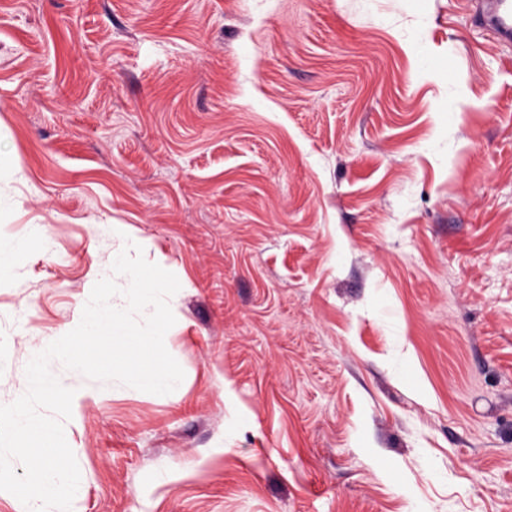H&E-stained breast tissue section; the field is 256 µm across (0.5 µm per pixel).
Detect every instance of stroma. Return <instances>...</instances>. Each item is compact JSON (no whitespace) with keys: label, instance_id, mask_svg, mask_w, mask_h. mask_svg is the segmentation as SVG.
Instances as JSON below:
<instances>
[{"label":"stroma","instance_id":"stroma-1","mask_svg":"<svg viewBox=\"0 0 512 512\" xmlns=\"http://www.w3.org/2000/svg\"><path fill=\"white\" fill-rule=\"evenodd\" d=\"M376 5L390 27L339 0H0L9 356L79 323L90 225L180 283L176 390L73 398L84 512H512V44L473 0ZM404 42L411 48L412 63L417 68L431 70L436 66V60L433 56L423 54L419 49L423 35L419 30H410L403 36ZM448 110L442 111L438 116L437 132L425 142L426 150L431 156L443 167L447 166L448 159L453 158L457 151V143L448 130L452 128L460 120V112L455 109V93L454 90L448 89ZM371 309L374 313L384 316L389 336H393L398 340L400 336L403 335L401 323L398 319L389 314L390 302L385 296H375L371 303Z\"/></svg>","mask_w":512,"mask_h":512}]
</instances>
